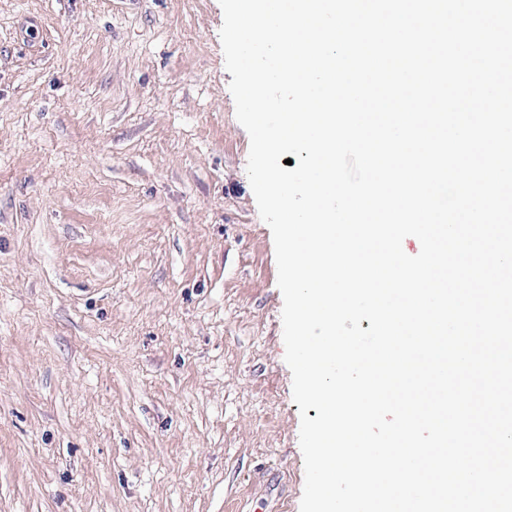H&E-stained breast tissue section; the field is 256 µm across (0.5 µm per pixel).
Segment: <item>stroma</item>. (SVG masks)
Here are the masks:
<instances>
[{
  "instance_id": "stroma-1",
  "label": "stroma",
  "mask_w": 512,
  "mask_h": 512,
  "mask_svg": "<svg viewBox=\"0 0 512 512\" xmlns=\"http://www.w3.org/2000/svg\"><path fill=\"white\" fill-rule=\"evenodd\" d=\"M219 0H0V512H300Z\"/></svg>"
}]
</instances>
